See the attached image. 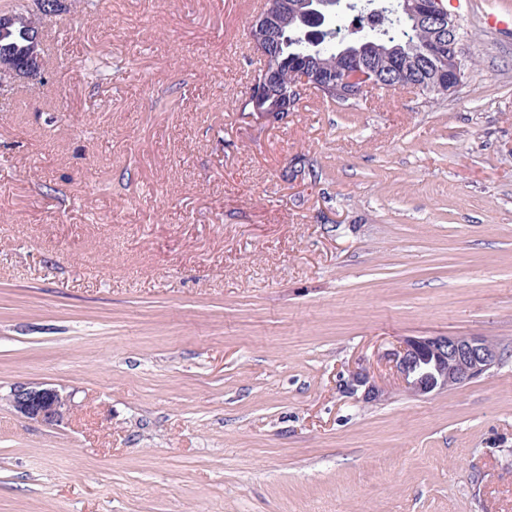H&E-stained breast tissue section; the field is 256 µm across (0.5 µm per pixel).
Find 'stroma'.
Masks as SVG:
<instances>
[{"label":"stroma","instance_id":"1","mask_svg":"<svg viewBox=\"0 0 512 512\" xmlns=\"http://www.w3.org/2000/svg\"><path fill=\"white\" fill-rule=\"evenodd\" d=\"M242 2L65 0L0 88V512H512V0H443L452 94L261 124ZM432 334L502 360L411 396L384 355ZM370 371L360 369L350 374L347 380L344 381V390L351 394L356 395L360 388H364L362 398L364 400H377L380 398L384 390L379 386L378 380H376ZM21 417L44 425H57L70 414L73 393L49 383H17L6 397Z\"/></svg>","mask_w":512,"mask_h":512}]
</instances>
